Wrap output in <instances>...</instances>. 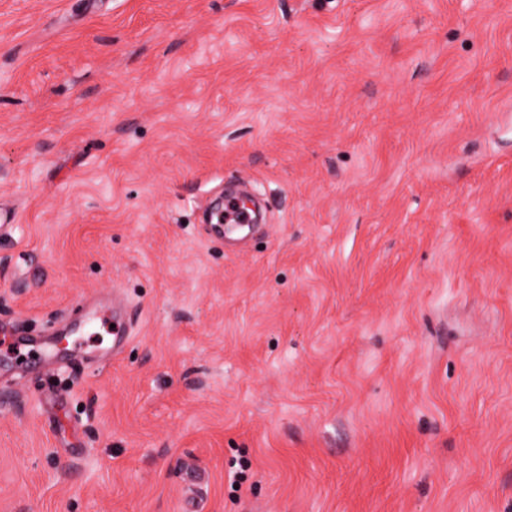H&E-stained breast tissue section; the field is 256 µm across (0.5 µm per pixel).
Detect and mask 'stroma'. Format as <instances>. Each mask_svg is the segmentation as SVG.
<instances>
[{
    "label": "stroma",
    "mask_w": 512,
    "mask_h": 512,
    "mask_svg": "<svg viewBox=\"0 0 512 512\" xmlns=\"http://www.w3.org/2000/svg\"><path fill=\"white\" fill-rule=\"evenodd\" d=\"M0 208V512H512V0H0ZM134 316L129 317L128 306L123 296L116 293L113 298L112 307V324L115 328H112V353L114 354L116 348L129 336L132 335L133 331Z\"/></svg>",
    "instance_id": "stroma-1"
}]
</instances>
